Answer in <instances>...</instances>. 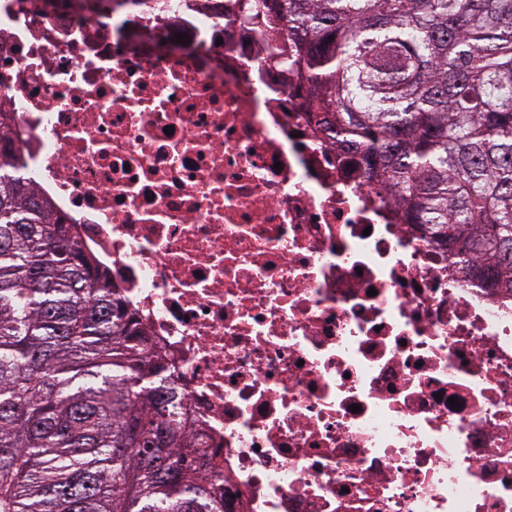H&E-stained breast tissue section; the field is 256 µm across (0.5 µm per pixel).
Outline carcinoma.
I'll use <instances>...</instances> for the list:
<instances>
[{
  "label": "carcinoma",
  "instance_id": "carcinoma-1",
  "mask_svg": "<svg viewBox=\"0 0 512 512\" xmlns=\"http://www.w3.org/2000/svg\"><path fill=\"white\" fill-rule=\"evenodd\" d=\"M340 146L406 224L512 290V0H265ZM165 359L0 164V512H222Z\"/></svg>",
  "mask_w": 512,
  "mask_h": 512
}]
</instances>
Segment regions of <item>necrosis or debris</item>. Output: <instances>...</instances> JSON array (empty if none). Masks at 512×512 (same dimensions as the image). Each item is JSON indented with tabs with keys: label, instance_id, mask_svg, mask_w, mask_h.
Masks as SVG:
<instances>
[{
	"label": "necrosis or debris",
	"instance_id": "obj_1",
	"mask_svg": "<svg viewBox=\"0 0 512 512\" xmlns=\"http://www.w3.org/2000/svg\"><path fill=\"white\" fill-rule=\"evenodd\" d=\"M290 49L262 0H0V159L168 359L224 512H512V292L402 222Z\"/></svg>",
	"mask_w": 512,
	"mask_h": 512
}]
</instances>
